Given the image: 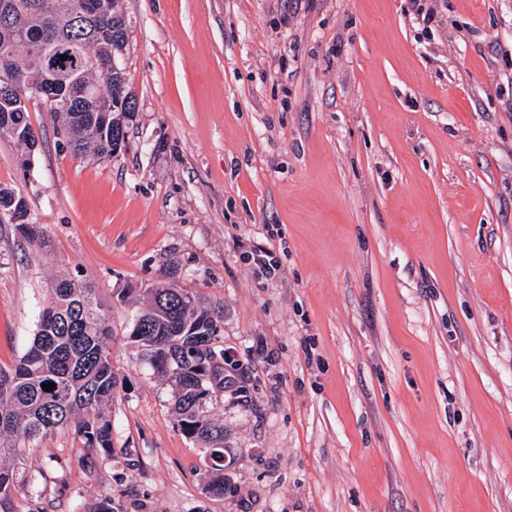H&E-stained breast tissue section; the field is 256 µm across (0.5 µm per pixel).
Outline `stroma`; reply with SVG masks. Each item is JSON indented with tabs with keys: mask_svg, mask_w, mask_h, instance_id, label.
<instances>
[{
	"mask_svg": "<svg viewBox=\"0 0 512 512\" xmlns=\"http://www.w3.org/2000/svg\"><path fill=\"white\" fill-rule=\"evenodd\" d=\"M119 0L126 147L62 150L30 104L0 183V366L54 282L112 327V452L27 443L20 512H512V0ZM277 257L263 277L246 256ZM174 280L224 304L221 496L118 301ZM0 214L9 216V220L21 237L30 240L39 235L37 224H33L29 219V201L19 190L16 191L15 188L1 184Z\"/></svg>",
	"mask_w": 512,
	"mask_h": 512,
	"instance_id": "35a3bbf8",
	"label": "stroma"
}]
</instances>
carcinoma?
I'll return each instance as SVG.
<instances>
[{"label": "carcinoma", "mask_w": 512, "mask_h": 512, "mask_svg": "<svg viewBox=\"0 0 512 512\" xmlns=\"http://www.w3.org/2000/svg\"><path fill=\"white\" fill-rule=\"evenodd\" d=\"M94 3L99 12L93 28L72 29V16ZM127 39L118 0H0V52L7 51L17 83L57 85L59 99L49 111L66 134L63 147L76 157H110L127 140L135 99L126 74L106 71L112 58L124 54ZM38 40L73 56L71 71L48 74L35 52ZM0 135L15 140L22 148L21 167L29 168L38 142L29 108L1 88ZM0 214L9 216L20 236L30 240L39 235L20 191L0 186ZM145 293V308L132 318L129 338L158 375L173 381L180 430L202 443L212 468L222 470L224 426L210 419L205 407L224 392V303L207 301L174 281ZM111 336L92 285L56 280L28 349L12 366H0V441L10 442L0 448V512H19L13 493L26 470V452L17 442L67 428L88 450L112 452L106 413L117 385ZM48 382L53 389L45 391L42 385Z\"/></svg>", "instance_id": "cac0c4a2"}]
</instances>
